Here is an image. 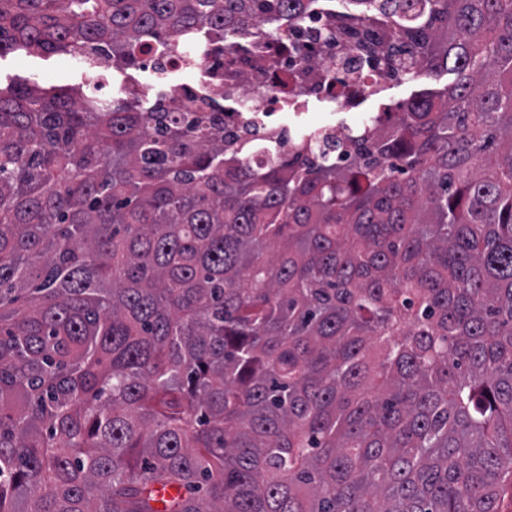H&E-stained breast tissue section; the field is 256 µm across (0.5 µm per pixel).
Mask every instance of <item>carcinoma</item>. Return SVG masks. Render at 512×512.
I'll list each match as a JSON object with an SVG mask.
<instances>
[{"label":"carcinoma","mask_w":512,"mask_h":512,"mask_svg":"<svg viewBox=\"0 0 512 512\" xmlns=\"http://www.w3.org/2000/svg\"><path fill=\"white\" fill-rule=\"evenodd\" d=\"M307 0H0V54ZM456 81L225 143L147 96L0 86V512H498L512 475V0H349Z\"/></svg>","instance_id":"cac0c4a2"}]
</instances>
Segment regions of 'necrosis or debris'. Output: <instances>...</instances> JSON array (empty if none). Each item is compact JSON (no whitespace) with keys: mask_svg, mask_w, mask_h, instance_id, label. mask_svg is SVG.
I'll use <instances>...</instances> for the list:
<instances>
[{"mask_svg":"<svg viewBox=\"0 0 512 512\" xmlns=\"http://www.w3.org/2000/svg\"><path fill=\"white\" fill-rule=\"evenodd\" d=\"M342 0H311L299 19L266 16L240 29L234 44L209 41L199 63L176 50L139 55L137 67L164 83L156 103L165 110L223 122L226 134L273 138L289 153L305 128L285 123L283 113L314 102L357 111L385 88L412 81L419 65L387 64L359 49L379 37L375 28L345 24Z\"/></svg>","mask_w":512,"mask_h":512,"instance_id":"necrosis-or-debris-1","label":"necrosis or debris"}]
</instances>
